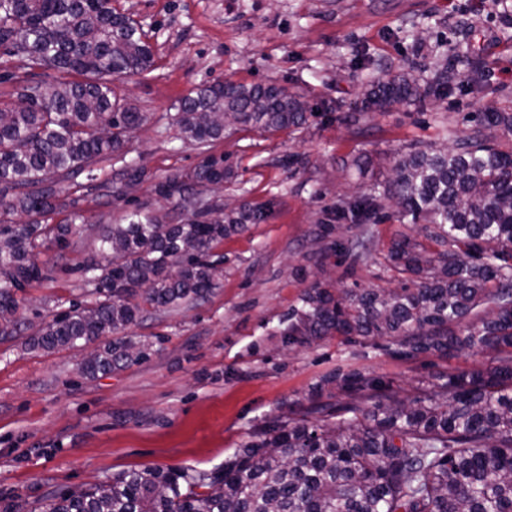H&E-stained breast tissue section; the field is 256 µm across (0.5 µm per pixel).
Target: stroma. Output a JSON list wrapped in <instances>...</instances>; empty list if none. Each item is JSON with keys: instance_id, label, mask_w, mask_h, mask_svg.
Instances as JSON below:
<instances>
[{"instance_id": "obj_1", "label": "stroma", "mask_w": 512, "mask_h": 512, "mask_svg": "<svg viewBox=\"0 0 512 512\" xmlns=\"http://www.w3.org/2000/svg\"><path fill=\"white\" fill-rule=\"evenodd\" d=\"M147 32L155 65L112 89L147 121L119 157L78 180H59L64 214L80 212L64 261L39 257L44 280L22 295L15 335L0 339V512L30 508L49 491L143 467L208 474L273 422L318 402L348 401L338 377L357 373L399 396L486 367L489 356L425 352L398 357L384 340L328 336L288 343L289 314L317 281L336 288L396 287L386 255L420 225L381 219L365 256L348 265L337 242L361 228L337 219L339 196L385 183L415 145L464 130L494 103L512 113V0H118ZM406 76L432 86L425 99L378 110L369 91ZM273 84L304 94L312 114L293 131L242 128L202 152L171 124L184 97L214 81ZM231 177L199 188L204 203L262 209L266 218L225 237L213 292L147 314L127 335L151 344L148 360L88 376L86 350L36 346L46 321L87 301L80 271L104 226L141 209L184 216L156 187L193 173L205 154ZM142 168L140 181L121 173ZM105 183L109 197L95 187Z\"/></svg>"}]
</instances>
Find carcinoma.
<instances>
[{
    "instance_id": "obj_1",
    "label": "carcinoma",
    "mask_w": 512,
    "mask_h": 512,
    "mask_svg": "<svg viewBox=\"0 0 512 512\" xmlns=\"http://www.w3.org/2000/svg\"><path fill=\"white\" fill-rule=\"evenodd\" d=\"M0 46L33 75L55 69L82 81L27 80L17 100H0V336L16 332L18 293L45 278L37 257L70 246L69 222L53 178L73 179L122 150L147 116L112 93L114 78L154 65L151 44L109 0H0ZM406 79L373 91L372 105L421 99ZM304 96L276 85L216 81L186 96L173 117L178 135L201 148L237 125L264 132L303 126ZM451 148H415L396 159L391 184L350 196L341 217L382 218L387 197L398 213L425 223L440 250L402 235L389 251L399 288L333 292L316 283L290 313L288 343L326 336L378 337L413 357L467 349L493 353L483 370L450 373L436 390L403 399L388 385L350 374L344 392H366L368 408L322 404V419H289L264 431L224 466L200 475L157 467L132 469L92 486L52 492L31 512H512V133L511 112H478ZM224 159L207 156L193 179L224 180ZM178 177L159 186L186 201ZM265 219L260 209L224 213L194 207L177 224L139 210L109 224L97 256L82 267L95 299L56 313L36 344L77 347L112 340L85 361L87 375L147 359L148 348L121 335L155 310L202 300L215 288L208 260L224 237ZM362 243L335 244L355 264Z\"/></svg>"
}]
</instances>
